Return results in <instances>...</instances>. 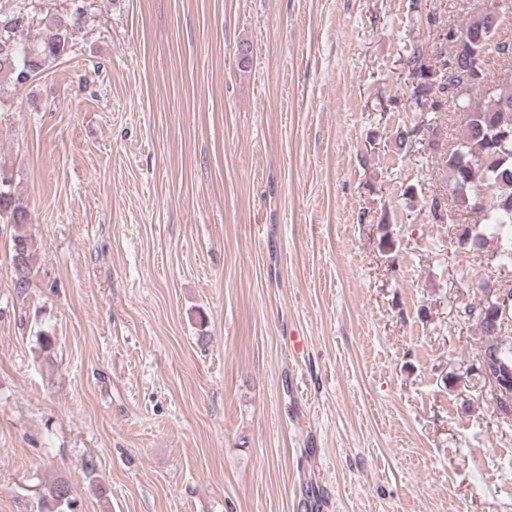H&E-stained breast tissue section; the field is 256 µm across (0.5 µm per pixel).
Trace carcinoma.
<instances>
[{
	"instance_id": "obj_1",
	"label": "carcinoma",
	"mask_w": 512,
	"mask_h": 512,
	"mask_svg": "<svg viewBox=\"0 0 512 512\" xmlns=\"http://www.w3.org/2000/svg\"><path fill=\"white\" fill-rule=\"evenodd\" d=\"M85 15L84 0H71L70 11L52 17L54 33L42 35L34 29L33 16L26 0L0 3V78L16 85L27 83L42 72L46 63L69 50L70 31L79 27ZM499 26L496 10L471 15L462 26L448 27L441 40L450 51L433 55L418 47L407 60V80L411 97L422 108L438 111L451 102L465 114L464 124L448 149L441 153L447 175L444 191L431 196L428 214L437 224L454 223L456 213L475 217L474 223L489 228L512 227V80L492 90L485 89V58L489 46L498 56L512 63V44L494 42ZM428 134V145L444 146L436 124L422 129L413 126L397 132L396 142L406 152L423 141L421 131ZM8 179L0 171V222L24 227L29 212L11 194L1 190ZM491 238L464 227L458 236L462 249L479 251ZM11 265L15 288L29 286L37 262L35 244L25 232L11 239ZM499 291L486 297L475 314L483 339L485 362L491 367L500 393L494 395L497 409L512 418V343L500 340L505 328L512 326V293L507 295L509 307L499 302ZM56 512H69L73 504L69 485L60 480L47 488Z\"/></svg>"
}]
</instances>
